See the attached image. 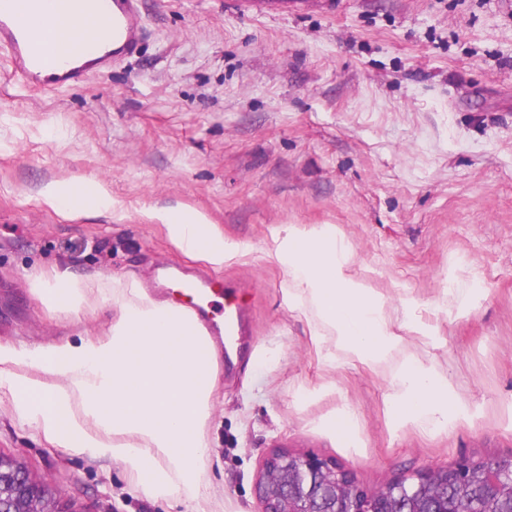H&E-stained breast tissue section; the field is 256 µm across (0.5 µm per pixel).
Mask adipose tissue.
<instances>
[{
	"mask_svg": "<svg viewBox=\"0 0 512 512\" xmlns=\"http://www.w3.org/2000/svg\"><path fill=\"white\" fill-rule=\"evenodd\" d=\"M41 199L65 216L112 207L97 183L50 184ZM150 217L177 249L212 267L241 252L196 210L156 209ZM270 252L287 271L289 302L315 314V336L335 337L337 348L372 366L402 345L386 299L351 276L355 255L335 226L291 227L287 237L272 238ZM112 286L119 309L109 335L34 348L0 345V402H10L19 420L55 447L116 460L146 496L178 497L186 512H204L210 492L202 463L217 384L214 362L198 354L205 339L179 305L118 278ZM35 288L49 306L69 312L81 310L89 290L66 272ZM392 389V409L405 424L444 427L462 410L447 379L416 359Z\"/></svg>",
	"mask_w": 512,
	"mask_h": 512,
	"instance_id": "adipose-tissue-1",
	"label": "adipose tissue"
}]
</instances>
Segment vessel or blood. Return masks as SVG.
I'll return each mask as SVG.
<instances>
[{
  "label": "vessel or blood",
  "instance_id": "obj_1",
  "mask_svg": "<svg viewBox=\"0 0 512 512\" xmlns=\"http://www.w3.org/2000/svg\"><path fill=\"white\" fill-rule=\"evenodd\" d=\"M36 24L49 26L53 45L31 37L15 15L14 0H0V49L6 50L14 72L24 86L57 90L111 70L123 58L135 54L143 39L140 0H31ZM93 24V41L74 37L77 26ZM187 314L200 335L213 331L212 314L224 308V334L240 340L247 333L245 319L234 299L224 298L213 281L204 279L186 292Z\"/></svg>",
  "mask_w": 512,
  "mask_h": 512
}]
</instances>
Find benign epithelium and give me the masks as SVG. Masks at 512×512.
Wrapping results in <instances>:
<instances>
[{"mask_svg": "<svg viewBox=\"0 0 512 512\" xmlns=\"http://www.w3.org/2000/svg\"><path fill=\"white\" fill-rule=\"evenodd\" d=\"M466 465L471 482L481 486L472 512L485 500L512 498V457L464 456L448 467H431L411 477H398L377 491L362 488L355 475L311 453L275 450L259 473L256 488L260 512H454L448 504V481ZM0 512H61L32 487L22 468L0 463Z\"/></svg>", "mask_w": 512, "mask_h": 512, "instance_id": "1", "label": "benign epithelium"}]
</instances>
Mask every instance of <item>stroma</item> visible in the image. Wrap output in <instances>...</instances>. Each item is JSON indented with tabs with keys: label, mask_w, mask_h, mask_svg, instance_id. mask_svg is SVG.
I'll use <instances>...</instances> for the list:
<instances>
[{
	"label": "stroma",
	"mask_w": 512,
	"mask_h": 512,
	"mask_svg": "<svg viewBox=\"0 0 512 512\" xmlns=\"http://www.w3.org/2000/svg\"><path fill=\"white\" fill-rule=\"evenodd\" d=\"M144 39L112 71L26 88L0 52V342L108 335L113 277L166 267L236 291L250 334L218 370L202 478L211 512H259L270 449L336 461L375 491L462 456H512V0H141ZM98 182L113 212L63 216L50 183ZM203 212L245 252L216 270L169 241L152 208ZM335 226L354 278L395 323L424 324L370 367L328 365L268 251L292 225ZM90 283L79 313L33 277ZM273 353L261 362L262 353ZM417 358L465 415L397 422L391 381ZM352 417L349 438L329 424ZM0 453L75 512H181L118 462L75 455L0 404Z\"/></svg>",
	"instance_id": "stroma-1"
}]
</instances>
